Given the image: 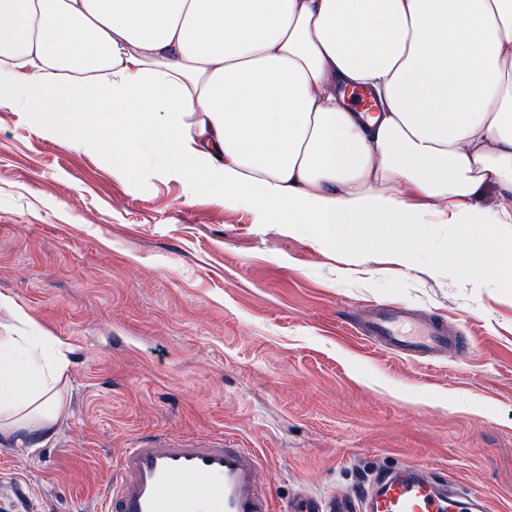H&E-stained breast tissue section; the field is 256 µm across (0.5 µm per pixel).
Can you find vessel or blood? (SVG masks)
<instances>
[{
	"label": "vessel or blood",
	"instance_id": "b4317fda",
	"mask_svg": "<svg viewBox=\"0 0 512 512\" xmlns=\"http://www.w3.org/2000/svg\"><path fill=\"white\" fill-rule=\"evenodd\" d=\"M360 333L381 348L427 358L447 351L446 326L398 306L368 309ZM257 456L247 448L188 439L130 448L120 458L100 512H272L258 482ZM359 512H487L482 496L426 477L406 464L376 475ZM342 502L301 497L288 512H341Z\"/></svg>",
	"mask_w": 512,
	"mask_h": 512
}]
</instances>
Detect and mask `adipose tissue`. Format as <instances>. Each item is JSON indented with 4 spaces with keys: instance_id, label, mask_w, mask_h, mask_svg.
Segmentation results:
<instances>
[{
    "instance_id": "ef3b65f1",
    "label": "adipose tissue",
    "mask_w": 512,
    "mask_h": 512,
    "mask_svg": "<svg viewBox=\"0 0 512 512\" xmlns=\"http://www.w3.org/2000/svg\"><path fill=\"white\" fill-rule=\"evenodd\" d=\"M372 93L373 111L344 95ZM0 110L112 150L142 141L197 191L322 249L409 264L427 214L512 291V0H0ZM495 184L498 210L478 205ZM0 332V439L67 408L61 341L20 306Z\"/></svg>"
}]
</instances>
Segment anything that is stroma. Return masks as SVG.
Wrapping results in <instances>:
<instances>
[{
  "instance_id": "35a3bbf8",
  "label": "stroma",
  "mask_w": 512,
  "mask_h": 512,
  "mask_svg": "<svg viewBox=\"0 0 512 512\" xmlns=\"http://www.w3.org/2000/svg\"><path fill=\"white\" fill-rule=\"evenodd\" d=\"M139 168L0 112V294L69 361L55 436L0 445V512H97L127 449L182 437L255 451L277 507L354 499L412 463L512 512V295L440 268L454 225H427L404 267L254 223L151 144ZM372 305L456 342L430 360L376 347L355 330Z\"/></svg>"
}]
</instances>
